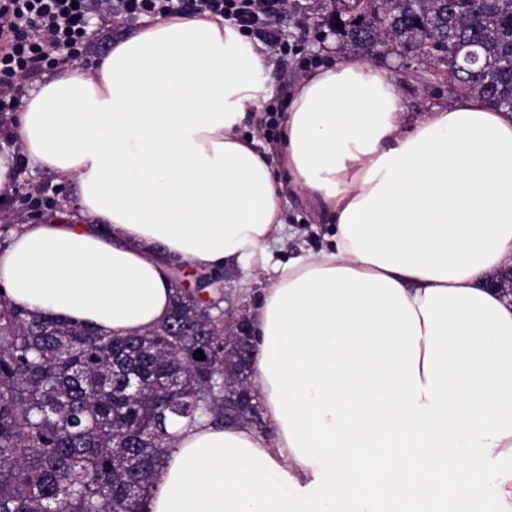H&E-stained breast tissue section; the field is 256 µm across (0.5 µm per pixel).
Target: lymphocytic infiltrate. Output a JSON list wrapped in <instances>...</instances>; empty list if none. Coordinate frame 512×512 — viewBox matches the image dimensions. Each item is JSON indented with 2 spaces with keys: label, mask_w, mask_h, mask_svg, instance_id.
Here are the masks:
<instances>
[{
  "label": "lymphocytic infiltrate",
  "mask_w": 512,
  "mask_h": 512,
  "mask_svg": "<svg viewBox=\"0 0 512 512\" xmlns=\"http://www.w3.org/2000/svg\"><path fill=\"white\" fill-rule=\"evenodd\" d=\"M287 7L288 0H0V112L19 111L22 81L76 61L93 12L122 23L187 11L248 28Z\"/></svg>",
  "instance_id": "obj_1"
}]
</instances>
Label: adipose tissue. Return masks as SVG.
I'll return each mask as SVG.
<instances>
[{"label":"adipose tissue","mask_w":512,"mask_h":512,"mask_svg":"<svg viewBox=\"0 0 512 512\" xmlns=\"http://www.w3.org/2000/svg\"><path fill=\"white\" fill-rule=\"evenodd\" d=\"M258 42L177 14L43 73L0 155L75 187L11 231L0 293L111 336L169 313L168 263L261 285L254 384L272 429H178L146 512H512V111L475 95L409 122L380 67L307 71L278 165L240 126L271 93ZM332 224L275 261L288 190Z\"/></svg>","instance_id":"ef3b65f1"}]
</instances>
